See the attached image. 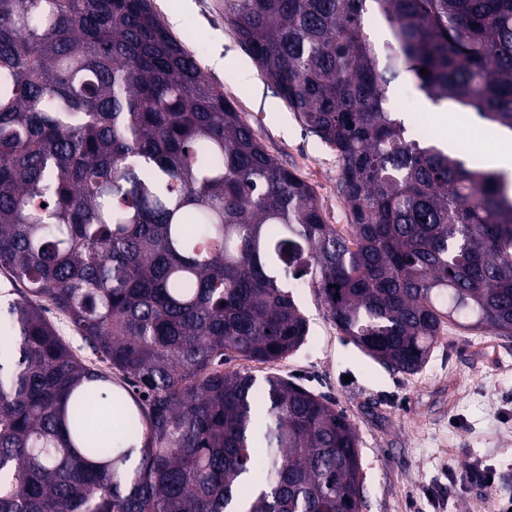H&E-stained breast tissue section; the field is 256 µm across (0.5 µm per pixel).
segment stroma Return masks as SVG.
Listing matches in <instances>:
<instances>
[{"instance_id":"1","label":"stroma","mask_w":512,"mask_h":512,"mask_svg":"<svg viewBox=\"0 0 512 512\" xmlns=\"http://www.w3.org/2000/svg\"><path fill=\"white\" fill-rule=\"evenodd\" d=\"M172 0H154L169 31L196 55L202 72L252 127L283 166L316 192L326 223L344 230L348 211L337 193L336 154L307 133L267 86L224 21V0H186L178 22ZM408 132L431 123L432 143L452 144L463 158L496 151L484 125L457 111L451 131L434 126L435 105L408 78L392 88ZM309 322L308 342L294 355L264 365L237 366L257 379L271 373L329 398L354 425L363 467V512H493L512 494V337L448 323L416 373L388 368L364 354L328 317L312 289L297 293ZM496 474L494 486L471 483L465 463Z\"/></svg>"}]
</instances>
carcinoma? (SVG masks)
Wrapping results in <instances>:
<instances>
[{
    "mask_svg": "<svg viewBox=\"0 0 512 512\" xmlns=\"http://www.w3.org/2000/svg\"><path fill=\"white\" fill-rule=\"evenodd\" d=\"M224 20L336 152L348 234L152 0H0V269L29 291L0 302V512H358L346 416L224 364L297 352L303 287L403 373L450 321L512 337V186L406 138L389 98L406 76L512 130V0H224ZM48 309L49 311L45 313V316L52 322L60 336L64 338L71 348L86 359L93 357L82 336H80L68 318L51 306H48Z\"/></svg>",
    "mask_w": 512,
    "mask_h": 512,
    "instance_id": "1",
    "label": "carcinoma"
}]
</instances>
